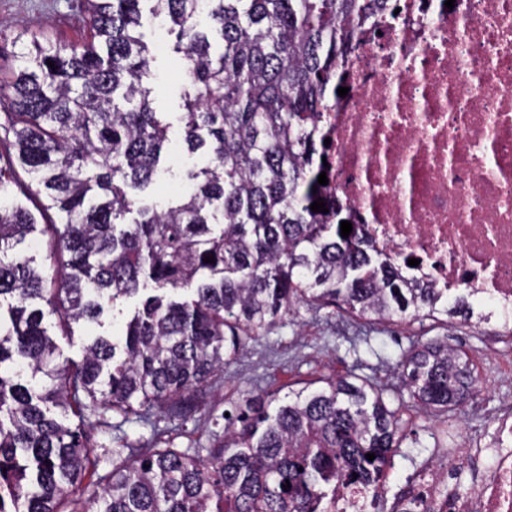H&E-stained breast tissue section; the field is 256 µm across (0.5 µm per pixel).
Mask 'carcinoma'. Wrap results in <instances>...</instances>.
<instances>
[{
  "label": "carcinoma",
  "mask_w": 512,
  "mask_h": 512,
  "mask_svg": "<svg viewBox=\"0 0 512 512\" xmlns=\"http://www.w3.org/2000/svg\"><path fill=\"white\" fill-rule=\"evenodd\" d=\"M145 2L177 35L183 142L205 157L185 172L192 190L161 210L141 196L169 129L151 98ZM398 2L86 0L82 44L33 37L0 73V512H320L330 486L378 481L403 428L366 378H324L273 408L235 404L209 465L161 433L125 442L82 509L69 488L94 449L70 415L111 430L157 412L183 425L214 374L301 304L409 325L443 316L448 332L471 320L467 296L404 277L355 226L342 237L349 214L318 184L309 124L362 25L395 19ZM21 172L32 210L11 200ZM317 199L328 212L311 210ZM135 297L123 344L101 333L81 361H58L49 329L102 327ZM398 366L401 390L429 409L476 390L471 358L446 335L413 341Z\"/></svg>",
  "instance_id": "cac0c4a2"
}]
</instances>
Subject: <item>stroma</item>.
I'll list each match as a JSON object with an SVG mask.
<instances>
[{
	"label": "stroma",
	"mask_w": 512,
	"mask_h": 512,
	"mask_svg": "<svg viewBox=\"0 0 512 512\" xmlns=\"http://www.w3.org/2000/svg\"><path fill=\"white\" fill-rule=\"evenodd\" d=\"M141 31L149 46L153 106L170 125L173 149L183 145L180 122L182 91L181 59L176 37L159 31L151 15H144ZM48 33L76 43L86 34L82 0H0V68L18 64L25 36ZM498 322L480 327L458 324L451 345L462 348L473 360L478 376L476 391L464 404L448 413H429L412 398L400 402L406 439L393 459L389 493L432 460L436 448L451 446L456 439L491 429L500 404L512 401V340L500 336ZM444 334L441 323L428 320L410 327L401 324L367 325L341 310L301 309L298 317H286L252 342L240 358L225 366L207 388L208 407L195 420L170 426L166 436L177 448H206L223 434L217 424L230 402L274 394L285 397L327 376L352 374L370 379L394 399L400 386L397 363L410 347L414 333ZM445 335V334H444Z\"/></svg>",
	"instance_id": "obj_1"
}]
</instances>
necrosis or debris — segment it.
Returning a JSON list of instances; mask_svg holds the SVG:
<instances>
[{
	"label": "necrosis or debris",
	"instance_id": "necrosis-or-debris-1",
	"mask_svg": "<svg viewBox=\"0 0 512 512\" xmlns=\"http://www.w3.org/2000/svg\"><path fill=\"white\" fill-rule=\"evenodd\" d=\"M400 0L340 69L313 122L331 193L377 252L512 320V0ZM409 265V264H408ZM394 498L342 483L327 512H512V405ZM468 460L460 471L456 460Z\"/></svg>",
	"mask_w": 512,
	"mask_h": 512
}]
</instances>
